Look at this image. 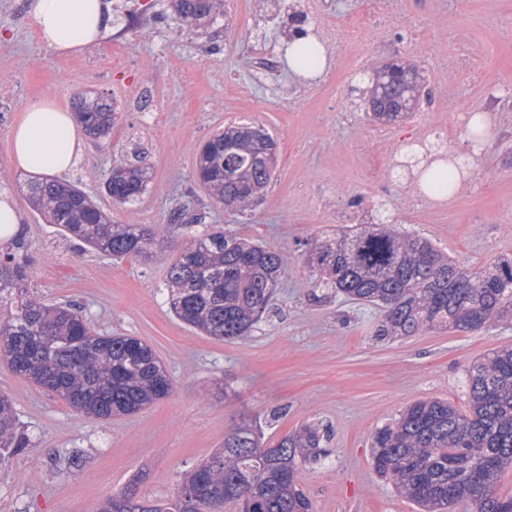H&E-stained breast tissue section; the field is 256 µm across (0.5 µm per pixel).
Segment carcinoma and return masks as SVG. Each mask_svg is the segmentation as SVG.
Segmentation results:
<instances>
[{"instance_id": "1", "label": "carcinoma", "mask_w": 512, "mask_h": 512, "mask_svg": "<svg viewBox=\"0 0 512 512\" xmlns=\"http://www.w3.org/2000/svg\"><path fill=\"white\" fill-rule=\"evenodd\" d=\"M179 24L203 27L224 14V0H170ZM298 68L308 71L314 43L304 32L288 36ZM363 90L368 116L381 125L407 120L426 95V78L411 59L370 63ZM76 120L94 139H106L119 120L115 100L99 94L74 102ZM276 143L262 127L227 126L200 148L195 171L208 196L245 212L264 195L275 173ZM152 175L136 145L112 166L105 190L112 204L131 205ZM454 176L429 174L437 193ZM32 209L67 239L115 258L148 257L160 246L164 224H120L82 189V180L36 178L26 183ZM22 233L0 243V359L10 369L57 395L72 409L100 421L132 415L167 397L171 379L150 345L135 336L97 334L75 304L51 305L26 295L30 257ZM172 313L218 340L251 335L269 311L273 294L293 263L268 244L208 227L166 256ZM304 261L320 273L322 296H342L380 309L375 336L408 337L432 331L479 332L512 324V257L472 269L427 239L403 232L389 219L341 227L316 242ZM468 402L418 400L371 438L376 473L420 512H512V495L495 493L512 469V347L473 361ZM326 431L306 423L264 444L244 424L224 436V448L160 502L138 497L135 486L115 495L101 512H313L302 467L327 454ZM27 447L11 398L0 394V463Z\"/></svg>"}]
</instances>
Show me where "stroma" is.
<instances>
[{"label":"stroma","mask_w":512,"mask_h":512,"mask_svg":"<svg viewBox=\"0 0 512 512\" xmlns=\"http://www.w3.org/2000/svg\"><path fill=\"white\" fill-rule=\"evenodd\" d=\"M33 2L0 0V164L11 175L0 192L16 208L34 258L29 291L48 304L79 303L99 334L145 341L166 367L172 391L137 414L102 423L0 362V394L12 399L29 438L27 448L0 464V512H98L131 483L144 499L168 498L233 428L252 423L274 441L307 422L323 424L330 435L329 456L303 471L314 512H418L375 472L374 431L417 400L465 408L468 366L512 345V326L379 342L378 310L314 299L316 272L301 256L314 239L363 223L380 204L405 231L461 264L480 267L512 255V0H326L325 12L309 25L359 14L367 26L383 29V41L337 45L327 72L303 85L284 66L264 75L254 69L256 47L278 51L293 25L277 0L261 11L246 8L219 33L171 19L138 29L112 24L93 49L109 55L120 38L128 59L117 69L100 68L95 79L78 55L40 42ZM214 40L224 47L212 70L198 72L189 87L168 81V71L191 64L198 48ZM397 57L416 60L429 87L447 100L384 128L368 119L344 76L351 67ZM142 78L161 87L154 134L137 138L142 113L123 112L108 142H85L66 178L88 169L103 177L132 142H141L152 180L135 204L113 207L102 178L83 185L115 221L169 224L181 207L203 224L296 255L268 316L246 338L218 340L176 319L165 263L81 250L31 210L17 179L11 135L28 106L47 99L67 109L78 93L115 97ZM234 104L259 108V125L277 143L275 177L243 213L214 204L194 176L200 146L223 127L224 108ZM456 112L485 115L483 150L466 183L433 210L417 202L412 178L389 181L381 169L399 161L404 138L426 137L437 126L446 131L449 151L467 152L471 138L453 126ZM367 153L380 171L364 165ZM169 226L163 243L169 252L196 232Z\"/></svg>","instance_id":"1"}]
</instances>
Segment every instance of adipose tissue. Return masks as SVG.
<instances>
[{"mask_svg": "<svg viewBox=\"0 0 512 512\" xmlns=\"http://www.w3.org/2000/svg\"><path fill=\"white\" fill-rule=\"evenodd\" d=\"M39 40L59 53L98 42L111 17L105 0H35ZM82 138L69 110L44 100L28 106L12 133V163L27 172L57 175L74 168Z\"/></svg>", "mask_w": 512, "mask_h": 512, "instance_id": "ef3b65f1", "label": "adipose tissue"}]
</instances>
